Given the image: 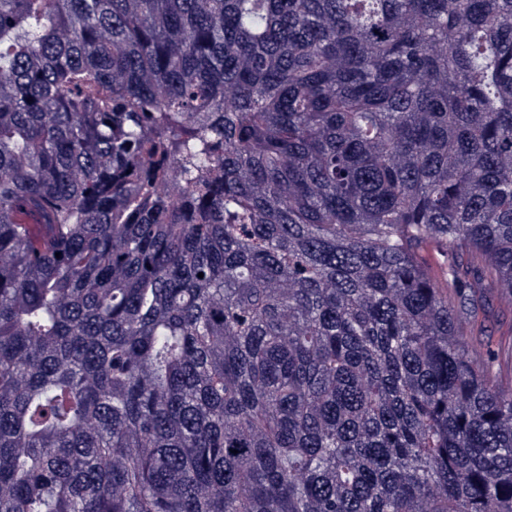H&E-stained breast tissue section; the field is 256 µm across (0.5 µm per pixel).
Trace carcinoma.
Returning a JSON list of instances; mask_svg holds the SVG:
<instances>
[{
  "mask_svg": "<svg viewBox=\"0 0 512 512\" xmlns=\"http://www.w3.org/2000/svg\"><path fill=\"white\" fill-rule=\"evenodd\" d=\"M487 288L512 0H0V512H512Z\"/></svg>",
  "mask_w": 512,
  "mask_h": 512,
  "instance_id": "1",
  "label": "carcinoma"
}]
</instances>
